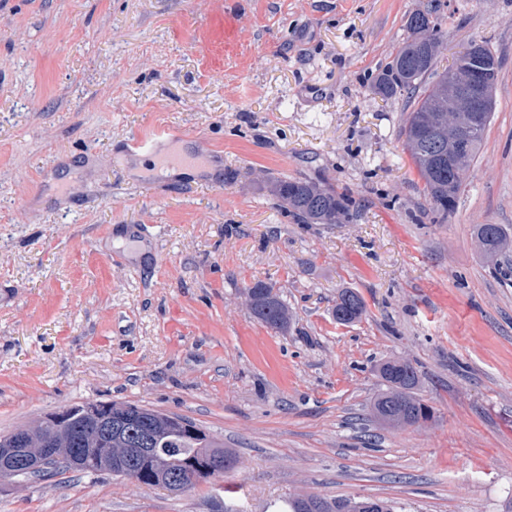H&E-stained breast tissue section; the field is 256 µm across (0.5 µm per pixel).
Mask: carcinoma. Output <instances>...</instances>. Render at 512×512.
<instances>
[{
    "label": "carcinoma",
    "mask_w": 512,
    "mask_h": 512,
    "mask_svg": "<svg viewBox=\"0 0 512 512\" xmlns=\"http://www.w3.org/2000/svg\"><path fill=\"white\" fill-rule=\"evenodd\" d=\"M406 29L408 37L376 77L374 89L384 98L404 93L412 103V111L402 129L404 146L417 169L421 192L430 210L445 216L456 207L463 176L479 159L492 112L485 113L482 129L468 152L458 154L451 150L448 138L463 122V115L448 111V73L462 68L470 58L469 49L473 44L458 52L452 64L439 73L436 64L446 37L436 10L431 8L409 15ZM433 74L437 75V80L422 87L423 80ZM266 184L280 205L302 224H341L349 219L350 198L319 182L276 177L266 179ZM474 237L481 256L489 261L512 250V233L501 224H477ZM247 302L252 315L265 326L276 330L288 327L291 321L288 306L272 286L256 281L247 289ZM364 314V302L356 292L345 289L338 295L333 307V316L338 323L358 322ZM376 372L385 386L372 407L373 415L380 423L405 427L433 418V408L417 394L420 376L412 362L389 360L378 365ZM129 407L140 412L141 424L155 434L156 454L171 460V470H187L183 474L188 481L187 488L208 478L194 464L209 457L217 454L224 457V465L212 472L214 476H222L234 468L235 458L210 435L174 434L165 422L159 420L161 413L134 403ZM81 452L91 471H105L101 447L86 446ZM320 504L326 506L325 512H397L396 504L389 500L327 499L320 495L290 498L285 501L282 512H317Z\"/></svg>",
    "instance_id": "1"
}]
</instances>
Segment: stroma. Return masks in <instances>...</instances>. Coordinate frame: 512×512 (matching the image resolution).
Wrapping results in <instances>:
<instances>
[{"instance_id": "stroma-1", "label": "stroma", "mask_w": 512, "mask_h": 512, "mask_svg": "<svg viewBox=\"0 0 512 512\" xmlns=\"http://www.w3.org/2000/svg\"><path fill=\"white\" fill-rule=\"evenodd\" d=\"M441 4L440 60H501L480 158L430 211L376 74L408 16ZM166 125L206 159L181 173L126 147ZM325 182L343 224H302L268 177ZM512 0H0V433L64 407L186 417L237 458L174 493L70 471L0 483V512H279L377 497L403 512L512 502ZM273 284L272 330L246 290ZM345 289L366 305L343 326ZM417 367L431 421L380 425L390 359ZM474 237L481 256L489 261L512 250L511 233L502 224L475 225ZM247 302L252 315L265 326L283 330L291 321L288 306L271 285L256 281L247 289ZM324 504V512H397L394 502L384 499H370L362 497L331 498L320 495H307L303 497L288 498L282 512H322L317 511L318 505ZM366 504L371 506L367 507Z\"/></svg>"}]
</instances>
